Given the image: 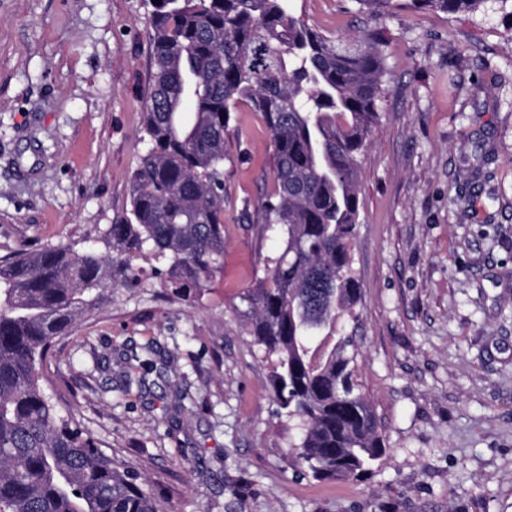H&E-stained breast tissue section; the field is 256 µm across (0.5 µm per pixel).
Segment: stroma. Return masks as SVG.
Segmentation results:
<instances>
[{
	"instance_id": "stroma-1",
	"label": "stroma",
	"mask_w": 512,
	"mask_h": 512,
	"mask_svg": "<svg viewBox=\"0 0 512 512\" xmlns=\"http://www.w3.org/2000/svg\"><path fill=\"white\" fill-rule=\"evenodd\" d=\"M289 7L387 40L352 265L385 454L354 481L302 474L232 311L281 248L260 224L274 145L246 104L224 135L223 275L190 306L144 273L53 341L43 386L166 512H512V0ZM154 73L143 0H0V260L83 247L129 208ZM411 3L417 8L456 14L477 11L483 0H411Z\"/></svg>"
}]
</instances>
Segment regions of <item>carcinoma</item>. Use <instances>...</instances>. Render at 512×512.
<instances>
[{
  "instance_id": "cac0c4a2",
  "label": "carcinoma",
  "mask_w": 512,
  "mask_h": 512,
  "mask_svg": "<svg viewBox=\"0 0 512 512\" xmlns=\"http://www.w3.org/2000/svg\"><path fill=\"white\" fill-rule=\"evenodd\" d=\"M155 74L130 209L99 242L20 250L0 261V512H164L133 471L61 414L40 384L55 338L118 288L159 287L194 304L224 271V133L241 102L275 150L261 223L281 239L233 306L272 360L277 414L316 480L357 479L386 451L357 378L361 288L352 274L357 179L384 91L386 39L349 43L308 26L288 0H150ZM378 16L391 0H355ZM475 12L483 0H411Z\"/></svg>"
}]
</instances>
